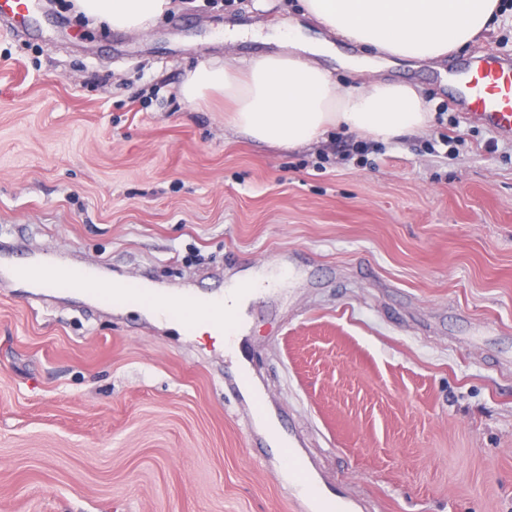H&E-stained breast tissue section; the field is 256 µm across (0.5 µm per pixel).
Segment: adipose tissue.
<instances>
[{
  "instance_id": "ef3b65f1",
  "label": "adipose tissue",
  "mask_w": 512,
  "mask_h": 512,
  "mask_svg": "<svg viewBox=\"0 0 512 512\" xmlns=\"http://www.w3.org/2000/svg\"><path fill=\"white\" fill-rule=\"evenodd\" d=\"M305 16L328 33L312 39L301 24L279 30L287 54L263 55L245 70L207 63L189 71L180 86L191 106L213 94L234 108L231 123L252 139L279 148L309 145L332 127L386 142L425 126L429 115L416 89L375 80L344 87L314 55H334V38L371 51L370 61L434 60L490 32L500 0H302ZM78 13L124 31H138L168 13L171 0H76ZM367 61V62H370ZM354 72L367 62L345 57Z\"/></svg>"
}]
</instances>
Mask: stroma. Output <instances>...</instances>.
Instances as JSON below:
<instances>
[{
    "instance_id": "stroma-1",
    "label": "stroma",
    "mask_w": 512,
    "mask_h": 512,
    "mask_svg": "<svg viewBox=\"0 0 512 512\" xmlns=\"http://www.w3.org/2000/svg\"><path fill=\"white\" fill-rule=\"evenodd\" d=\"M173 2L139 33L65 0L0 26V247L171 293L281 265L240 354L314 478L356 512H512V139L461 114L448 80L512 61V0L438 60L358 74L320 57L345 86L415 87L432 121L290 150L177 88L287 52L222 33L303 21L300 0ZM229 365L213 337L0 284V512H288Z\"/></svg>"
}]
</instances>
